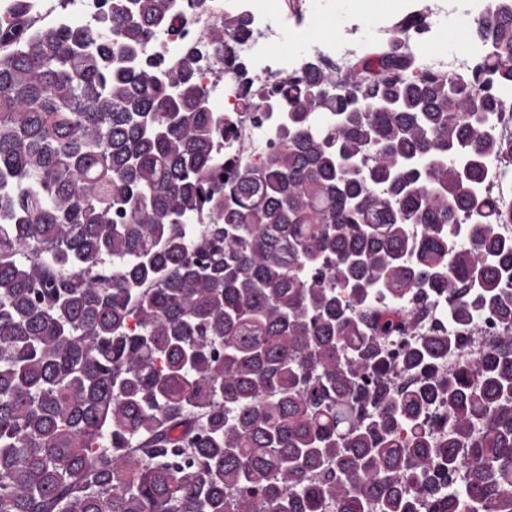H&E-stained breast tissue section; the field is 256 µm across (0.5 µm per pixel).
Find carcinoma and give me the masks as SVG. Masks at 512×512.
<instances>
[{"label": "carcinoma", "instance_id": "cac0c4a2", "mask_svg": "<svg viewBox=\"0 0 512 512\" xmlns=\"http://www.w3.org/2000/svg\"><path fill=\"white\" fill-rule=\"evenodd\" d=\"M204 5L0 11V512H512V0L462 72L420 11L266 81L239 6L153 50ZM57 12L65 11L67 4H61L60 0H51ZM49 0H34L33 6L36 14L42 18H48L51 24L57 27L81 26L89 27L95 23V18L100 11V0H69L67 12L55 13L48 7ZM269 146L265 128L245 121L236 131L234 139L224 143V154H232L243 161H255Z\"/></svg>", "mask_w": 512, "mask_h": 512}]
</instances>
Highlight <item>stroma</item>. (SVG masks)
Segmentation results:
<instances>
[{
	"label": "stroma",
	"instance_id": "1",
	"mask_svg": "<svg viewBox=\"0 0 512 512\" xmlns=\"http://www.w3.org/2000/svg\"><path fill=\"white\" fill-rule=\"evenodd\" d=\"M482 3L483 0H378L375 10L365 15L360 12L357 0H312L311 5L324 16L337 19L338 26L319 28L309 41L297 37L306 26V6L300 0L289 6L283 0H274L273 8L288 14L287 23L280 28L278 42L285 47L284 65L290 69L301 58L312 55L317 44L358 48L376 43L393 24L418 10H435L434 25L427 41L435 45L436 56H449L460 46L452 35L459 13L474 14Z\"/></svg>",
	"mask_w": 512,
	"mask_h": 512
}]
</instances>
